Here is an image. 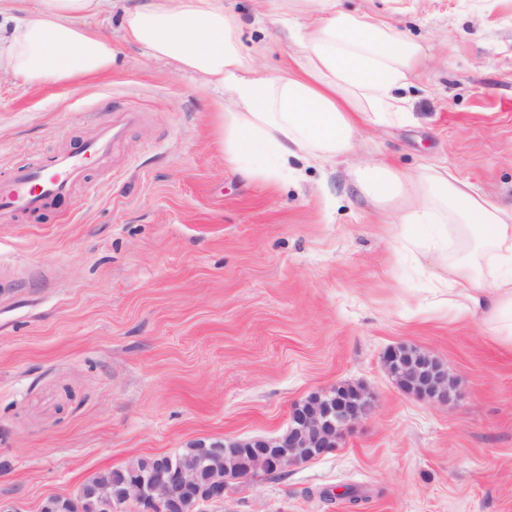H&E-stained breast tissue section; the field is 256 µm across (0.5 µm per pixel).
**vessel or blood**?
<instances>
[{
  "label": "vessel or blood",
  "instance_id": "obj_1",
  "mask_svg": "<svg viewBox=\"0 0 512 512\" xmlns=\"http://www.w3.org/2000/svg\"><path fill=\"white\" fill-rule=\"evenodd\" d=\"M124 130V123L115 120L102 123L78 150L59 153L47 165L18 168L7 185H0V221L69 198L90 163L107 162L111 147L122 139Z\"/></svg>",
  "mask_w": 512,
  "mask_h": 512
}]
</instances>
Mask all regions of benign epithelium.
<instances>
[{
	"mask_svg": "<svg viewBox=\"0 0 512 512\" xmlns=\"http://www.w3.org/2000/svg\"><path fill=\"white\" fill-rule=\"evenodd\" d=\"M389 373L399 374L418 395L430 400L448 396V368L436 359L425 356L418 360L408 357V350H390L384 355ZM369 400L361 386H350V392L332 400L318 393L294 407L288 432L276 438L226 437L211 443L213 451L191 467L181 468L175 475L165 473L163 456H152L150 480L134 475L112 491L108 498L92 485L81 487V496L100 512L115 507L131 508L134 512H208L207 507L224 503L228 476L224 472V449L241 448L247 468L238 477L247 479L269 468L286 469L318 454L338 447L342 433L359 421L367 407L358 406Z\"/></svg>",
	"mask_w": 512,
	"mask_h": 512,
	"instance_id": "1",
	"label": "benign epithelium"
}]
</instances>
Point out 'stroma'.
I'll return each mask as SVG.
<instances>
[{
	"instance_id": "35a3bbf8",
	"label": "stroma",
	"mask_w": 512,
	"mask_h": 512,
	"mask_svg": "<svg viewBox=\"0 0 512 512\" xmlns=\"http://www.w3.org/2000/svg\"><path fill=\"white\" fill-rule=\"evenodd\" d=\"M347 5L391 12L428 54L412 120L365 128V156L444 165L511 203L512 0ZM124 6L90 21L119 50L109 73L0 78V182L136 114L68 201L0 223V497L40 512L138 457L274 438L295 403L351 384L371 405L337 448L229 481L219 512H512V349L424 308L441 270L394 257L352 163L271 188L236 174L193 76L124 41ZM224 6L244 47L287 61L270 0ZM399 346L447 366V399L395 383L383 357Z\"/></svg>"
}]
</instances>
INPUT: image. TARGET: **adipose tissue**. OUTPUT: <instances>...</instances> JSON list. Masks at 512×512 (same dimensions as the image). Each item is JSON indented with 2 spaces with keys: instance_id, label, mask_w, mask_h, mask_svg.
<instances>
[{
  "instance_id": "1",
  "label": "adipose tissue",
  "mask_w": 512,
  "mask_h": 512,
  "mask_svg": "<svg viewBox=\"0 0 512 512\" xmlns=\"http://www.w3.org/2000/svg\"><path fill=\"white\" fill-rule=\"evenodd\" d=\"M314 10L282 8L287 65L259 67L266 48H244L242 21L224 0H132L127 42L193 74L217 115L224 160L244 178L276 186L299 177L297 160L325 166L357 154L363 126L408 123L406 91L423 45L390 17L351 13L341 0ZM112 0H0V75L34 86L110 71L112 40L89 19ZM352 186L414 261L443 270L433 302L448 318L481 316L512 348V205L447 168L414 171L377 160L357 167Z\"/></svg>"
}]
</instances>
